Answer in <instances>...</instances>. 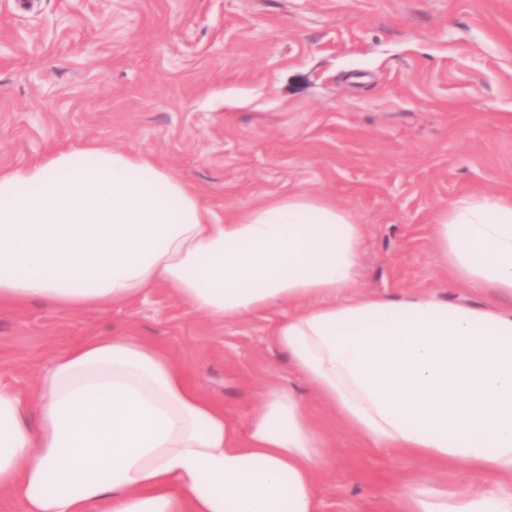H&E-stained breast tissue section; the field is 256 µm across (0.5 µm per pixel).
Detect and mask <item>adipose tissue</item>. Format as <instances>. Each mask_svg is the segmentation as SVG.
<instances>
[{
    "instance_id": "1",
    "label": "adipose tissue",
    "mask_w": 512,
    "mask_h": 512,
    "mask_svg": "<svg viewBox=\"0 0 512 512\" xmlns=\"http://www.w3.org/2000/svg\"><path fill=\"white\" fill-rule=\"evenodd\" d=\"M362 236L304 192L224 218L152 158L93 141L0 170V303L95 309L163 283L217 319L296 307L271 341L367 447L499 480L411 496L403 512H512V200L466 196L433 220L450 280L485 304L337 302ZM326 448L289 391L268 390L240 427L135 336L68 351L35 404L0 387V494L23 512H321Z\"/></svg>"
}]
</instances>
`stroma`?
<instances>
[{"instance_id": "1", "label": "stroma", "mask_w": 512, "mask_h": 512, "mask_svg": "<svg viewBox=\"0 0 512 512\" xmlns=\"http://www.w3.org/2000/svg\"><path fill=\"white\" fill-rule=\"evenodd\" d=\"M96 141L151 157L232 216L292 191L365 235L340 302L449 288L435 212L512 197V0H0V168ZM200 315L172 288L62 311L0 305V384L34 399L53 358L93 336L164 348L198 390L248 419L293 391L332 436L322 512H401L405 492L484 491V475L364 447L269 340L291 315Z\"/></svg>"}]
</instances>
